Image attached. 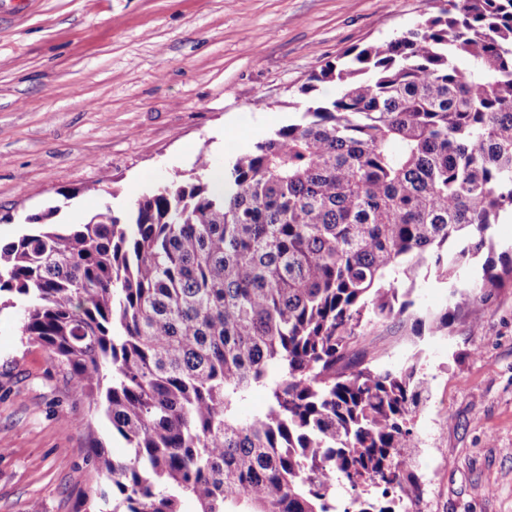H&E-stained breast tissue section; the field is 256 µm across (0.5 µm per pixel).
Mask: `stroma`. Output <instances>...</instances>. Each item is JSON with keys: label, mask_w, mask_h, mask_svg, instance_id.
<instances>
[{"label": "stroma", "mask_w": 512, "mask_h": 512, "mask_svg": "<svg viewBox=\"0 0 512 512\" xmlns=\"http://www.w3.org/2000/svg\"><path fill=\"white\" fill-rule=\"evenodd\" d=\"M440 0H0V245L28 216L86 222L168 181L211 174L338 97L312 73L390 40ZM0 307V512H99L110 486L95 447L126 455L65 366ZM419 353L427 394L414 419L419 512H512V289L473 331L393 346Z\"/></svg>", "instance_id": "obj_1"}]
</instances>
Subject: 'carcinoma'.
Instances as JSON below:
<instances>
[{
	"mask_svg": "<svg viewBox=\"0 0 512 512\" xmlns=\"http://www.w3.org/2000/svg\"><path fill=\"white\" fill-rule=\"evenodd\" d=\"M312 74L342 93L238 155L222 186L150 189L123 213L33 224L0 248V297L128 448L112 512H398L416 496V356L366 328L477 329L512 289V0H446ZM467 60L462 69L457 61ZM423 311L407 280H456ZM256 387L264 410L237 406ZM353 491L346 506L336 483Z\"/></svg>",
	"mask_w": 512,
	"mask_h": 512,
	"instance_id": "obj_1",
	"label": "carcinoma"
}]
</instances>
